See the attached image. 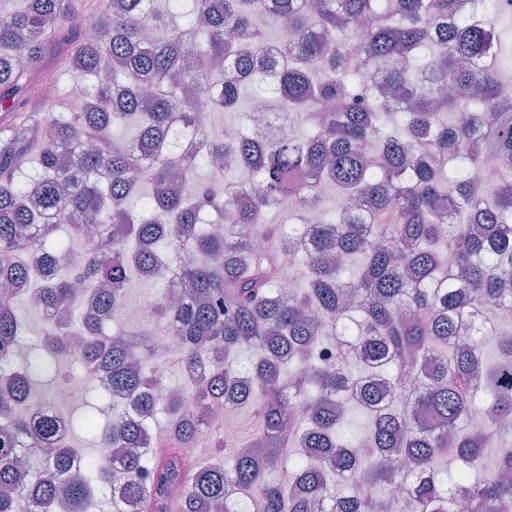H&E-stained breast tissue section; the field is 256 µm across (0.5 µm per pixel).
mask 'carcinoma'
<instances>
[{
  "instance_id": "carcinoma-1",
  "label": "carcinoma",
  "mask_w": 512,
  "mask_h": 512,
  "mask_svg": "<svg viewBox=\"0 0 512 512\" xmlns=\"http://www.w3.org/2000/svg\"><path fill=\"white\" fill-rule=\"evenodd\" d=\"M0 12V251L34 237L47 256L48 286L32 306L65 311L85 290L117 314L146 266L174 271L186 297L152 306L157 334L179 337L180 357L222 352L211 373L185 389L191 412L172 419L171 437L190 447L211 406L250 407L262 429L231 465L193 464L172 447L151 445L160 410L150 384L153 335L99 330L73 349L61 327H45L34 355H10L21 341L23 294L0 290V512H87L96 485L112 490L113 512H512V103L501 98L512 50L498 30L508 5L492 2L489 23L475 21L481 0H293L282 17L292 42L288 66L253 80L248 46L267 32L255 17L267 0H99L91 16L76 0H9ZM371 20L362 38L353 24ZM94 27V37L86 30ZM155 32L143 45V32ZM493 47L495 64L471 61ZM92 80L64 115L40 97L47 66ZM276 100L313 133L274 137L200 133L191 152L194 96L209 114ZM135 130L130 140L114 127ZM81 149L72 170L59 149ZM205 167L214 182L199 184ZM316 173L338 198L366 203L361 223L338 207L307 224L304 207ZM294 201L297 227L269 224L264 212ZM234 223L293 246L292 295L279 292L280 262L244 240L212 232ZM121 224L123 241L87 238L76 216ZM497 337V362L484 337ZM336 341V367L324 343ZM253 351L246 365L224 366ZM77 355L85 370L105 368L111 383L87 405L80 426L94 438L106 427L120 448L111 483L94 455L80 472L56 446L57 419L29 423L31 390L57 378ZM125 394L131 414L113 400ZM371 418L361 437L349 416ZM364 454L355 455L353 449Z\"/></svg>"
}]
</instances>
